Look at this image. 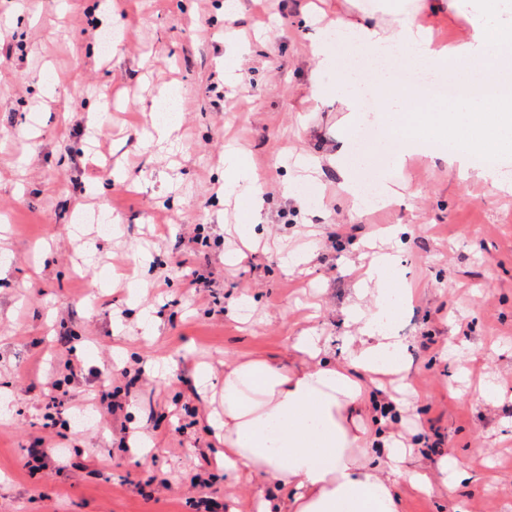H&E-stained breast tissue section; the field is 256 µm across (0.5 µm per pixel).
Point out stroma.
<instances>
[{"mask_svg": "<svg viewBox=\"0 0 512 512\" xmlns=\"http://www.w3.org/2000/svg\"><path fill=\"white\" fill-rule=\"evenodd\" d=\"M370 2L323 0L316 20L309 0H244L228 21L221 0H107L97 11L0 0V512H202V496L256 512L257 490L277 486L219 469L224 448L194 372L208 364L223 389L225 360L288 358L305 331L343 360L356 345L349 311L372 304L359 271L381 245L414 289L396 331L425 393L417 404L383 381L402 400L386 429L434 473L439 458L422 449L436 440L470 473L435 474L425 494L400 483L402 512H512V192L418 154L356 172L362 184L412 186L413 205L352 215L326 159L345 137L355 157L368 147L347 135L331 78L310 100V46L321 22ZM229 31L250 48L236 81L224 78ZM168 84L181 127L167 151L143 107ZM230 141L268 205L253 249L234 231L241 205L220 191ZM312 157L319 191L301 204L287 185ZM96 214L117 231L101 232ZM284 249L305 263L284 268ZM199 276L205 287H192ZM242 299L246 323L233 309ZM51 377L65 403L63 452L31 471L22 459L46 434ZM484 386L502 395L474 406ZM109 391L122 411L90 407ZM80 409L89 424L74 422Z\"/></svg>", "mask_w": 512, "mask_h": 512, "instance_id": "1", "label": "stroma"}]
</instances>
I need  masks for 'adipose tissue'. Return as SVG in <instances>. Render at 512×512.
<instances>
[{"instance_id":"1","label":"adipose tissue","mask_w":512,"mask_h":512,"mask_svg":"<svg viewBox=\"0 0 512 512\" xmlns=\"http://www.w3.org/2000/svg\"><path fill=\"white\" fill-rule=\"evenodd\" d=\"M448 9L468 18V41L437 43L417 21L419 13ZM394 24L385 29L365 20L339 18L313 44L317 74L311 75L313 97H320V71L336 74L337 89L348 111L347 124L357 129L365 120L363 99L374 96L382 107L384 134L364 157L354 158L340 146L328 161L336 169L353 212L366 203L353 171L357 164L391 159L404 164L410 146L438 142V153L472 179L500 191L512 189L494 166L471 169L470 159L482 153L512 155V18L497 11L494 0H417L411 7L394 5ZM356 50L367 60L393 59L434 71H454L493 97L460 96L445 104L423 103L413 87H397L398 75L379 71L373 78L348 72L340 56ZM224 189L245 204L243 236L254 235L265 221L261 178L233 150L224 155ZM401 272L390 256H381L367 271L365 288L373 297L369 312L351 311L358 345L345 361L329 360L313 336H296L294 362L269 357H243L224 364V413L210 419L215 437L224 446L228 478L272 480L286 499L263 496L258 512H400L399 480L426 489L431 477L411 465V450L395 445L390 435L366 425L365 416L387 403L386 395L364 385L360 374H398L407 368L408 345L394 336V324L409 297L397 283Z\"/></svg>"}]
</instances>
